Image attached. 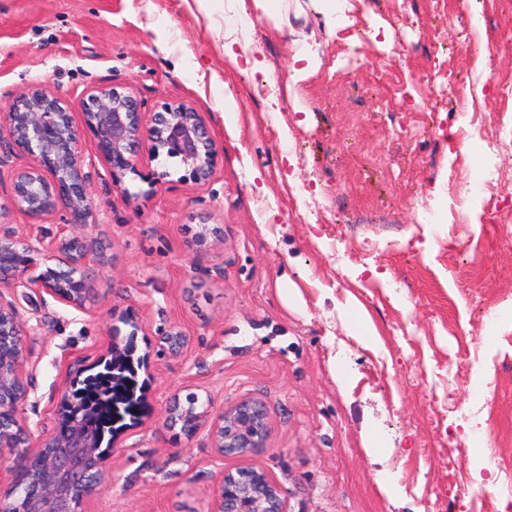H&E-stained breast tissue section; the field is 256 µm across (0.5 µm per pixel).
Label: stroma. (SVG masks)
I'll use <instances>...</instances> for the list:
<instances>
[{
    "label": "stroma",
    "mask_w": 512,
    "mask_h": 512,
    "mask_svg": "<svg viewBox=\"0 0 512 512\" xmlns=\"http://www.w3.org/2000/svg\"><path fill=\"white\" fill-rule=\"evenodd\" d=\"M354 3L362 38L318 24L311 0L267 13L255 0H0L1 107L40 81L67 102L87 160L84 95L116 86L146 127L165 103H187L218 149L205 183L142 148L120 179L90 167L88 313L0 292L27 329L32 437L58 431L63 392L108 344H135L144 411L113 439L111 470L82 512H209L220 470L244 466L271 475L288 512H479V495L512 512L495 487L512 461L500 445L512 436V249L483 201L462 208L451 192L467 179L454 151L481 146L452 119L460 98L491 128L494 81L512 75L511 56L481 62L465 45L494 42L512 0H479V30L455 0L437 13L425 0ZM228 7L252 25L226 31ZM228 44L261 72L227 70ZM301 50L309 59L295 62ZM427 61L456 81L426 112L413 74ZM31 162L14 148L0 165V224L35 243L57 218L14 202L10 174ZM337 240L342 268L329 254ZM471 262L485 269L474 281ZM363 311L382 348L354 336ZM173 326L186 345L161 354ZM477 381L492 385L491 414L467 418ZM191 393L211 414L263 401L265 446L215 459L208 423L187 435L168 419ZM485 422L497 437L470 445Z\"/></svg>",
    "instance_id": "obj_1"
}]
</instances>
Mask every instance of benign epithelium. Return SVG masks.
I'll return each mask as SVG.
<instances>
[{
  "label": "benign epithelium",
  "instance_id": "7a95c632",
  "mask_svg": "<svg viewBox=\"0 0 512 512\" xmlns=\"http://www.w3.org/2000/svg\"><path fill=\"white\" fill-rule=\"evenodd\" d=\"M85 95L84 122L93 134L96 157L113 178L136 171L139 146L146 147L155 160L176 162L198 182L210 178L216 144L199 114L188 105L165 107L153 125L145 128L133 96L116 87H93ZM2 146L19 147L34 158L32 165L11 174L18 208L33 218L56 211L60 216L54 237L37 246L14 225L0 224V284L6 276L23 277L26 287L83 312L96 270L89 259L92 249L76 233L77 227L89 223L92 207L85 188L89 173L79 155L72 113L64 100L34 83L0 113ZM34 252L55 262V267L38 271ZM22 335L15 304L0 296V347H18L14 359L0 361V409L9 411L14 420L13 429L0 427V447L21 448L24 458L19 466H1L0 482L20 486L30 459L38 457V495L28 502L27 512H72L74 498L86 500L104 482L112 452L97 456L89 440L77 432L63 438L48 434L36 444L31 442V433L21 423L30 392L23 369ZM184 345L185 336L176 327L160 334L165 353L177 356ZM268 433L266 406L252 398L220 411L210 424L214 453L221 460L264 447ZM244 500L252 503L255 512H288L281 488L266 471L255 467L220 471L211 512H244Z\"/></svg>",
  "mask_w": 512,
  "mask_h": 512
}]
</instances>
